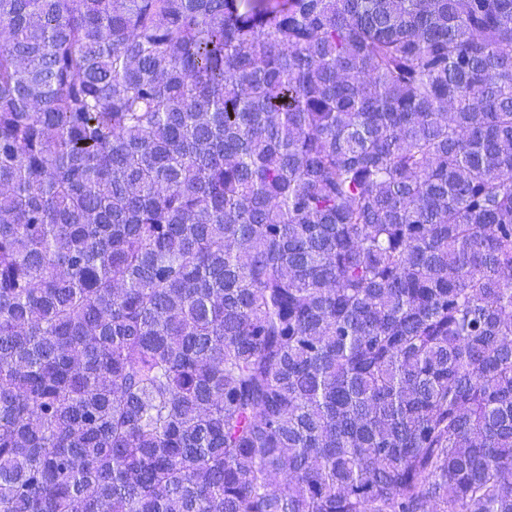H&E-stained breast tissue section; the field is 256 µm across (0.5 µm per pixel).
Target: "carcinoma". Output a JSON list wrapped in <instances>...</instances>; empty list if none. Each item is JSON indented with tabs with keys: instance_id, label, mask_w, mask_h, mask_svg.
I'll use <instances>...</instances> for the list:
<instances>
[{
	"instance_id": "1",
	"label": "carcinoma",
	"mask_w": 512,
	"mask_h": 512,
	"mask_svg": "<svg viewBox=\"0 0 512 512\" xmlns=\"http://www.w3.org/2000/svg\"><path fill=\"white\" fill-rule=\"evenodd\" d=\"M512 512V0H0V512Z\"/></svg>"
}]
</instances>
